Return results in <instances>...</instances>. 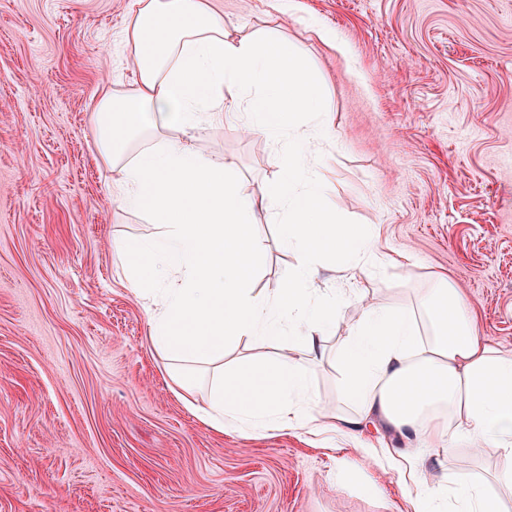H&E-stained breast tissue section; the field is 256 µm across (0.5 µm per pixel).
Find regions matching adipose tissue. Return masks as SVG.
Returning a JSON list of instances; mask_svg holds the SVG:
<instances>
[{"mask_svg": "<svg viewBox=\"0 0 512 512\" xmlns=\"http://www.w3.org/2000/svg\"><path fill=\"white\" fill-rule=\"evenodd\" d=\"M133 86L102 87L92 130L99 160L115 169L119 207L146 213L156 238L123 242L137 296L150 299V340L170 367L172 384L202 423L242 435L304 429L355 435L373 418L407 438L447 439L436 471L423 481L411 449L401 484L412 512H512V350L481 336L464 295L443 277L411 301L385 305L355 289L310 287L315 266L337 256L345 271L394 264L379 247L380 229L339 223L307 175L310 141L301 127L326 122L321 88L307 59L272 33L229 35L213 0H133L121 30ZM276 147L278 180L268 192H242L236 166L201 152L195 138L224 117ZM179 137L168 140L169 132ZM282 212L281 244L298 255L285 288L256 294L246 269L259 248L261 214ZM359 314L336 345L344 369L346 411L318 409L310 361L323 356L341 307ZM287 337L288 355L264 366L244 360L212 380L206 403L181 364L221 359L227 346ZM500 461L495 480L458 478L456 445ZM502 490L490 493L491 482Z\"/></svg>", "mask_w": 512, "mask_h": 512, "instance_id": "ef3b65f1", "label": "adipose tissue"}]
</instances>
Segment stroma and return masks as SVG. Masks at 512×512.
<instances>
[{"label": "stroma", "instance_id": "obj_1", "mask_svg": "<svg viewBox=\"0 0 512 512\" xmlns=\"http://www.w3.org/2000/svg\"><path fill=\"white\" fill-rule=\"evenodd\" d=\"M130 0H0V512H407L377 448L441 449L367 420L358 437H243L172 392L119 244L154 236L119 209L90 129L99 84L129 88L118 33ZM233 35L274 31L305 54L330 123L311 165L340 222L377 225L400 265L318 288L405 301L447 274L481 333L512 349V0H221ZM243 191L278 175L276 148L234 121L199 136ZM251 285L296 264L280 220L258 227ZM341 308L315 363L319 406L341 404Z\"/></svg>", "mask_w": 512, "mask_h": 512}]
</instances>
